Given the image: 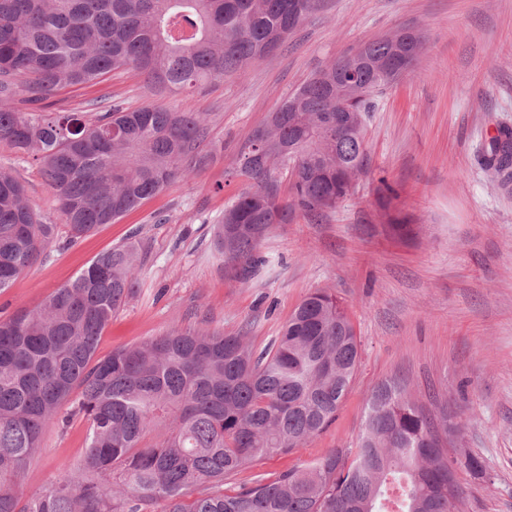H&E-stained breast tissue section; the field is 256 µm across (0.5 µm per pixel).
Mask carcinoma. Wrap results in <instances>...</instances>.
<instances>
[{
  "mask_svg": "<svg viewBox=\"0 0 512 512\" xmlns=\"http://www.w3.org/2000/svg\"><path fill=\"white\" fill-rule=\"evenodd\" d=\"M318 0H0V141L33 156L65 224L43 223L23 184L0 171V293L65 229L67 241L110 224L190 172L208 115L119 102L94 117L52 112L59 91L130 68L151 89L195 90L280 47ZM424 48L393 33L310 78L240 149L247 186L224 209L215 247L242 280L268 259L260 245L299 210L336 208L366 170L374 100L409 75ZM486 163L512 167V131L491 138ZM290 174L289 195L280 194ZM380 197L385 232L414 233ZM148 247H112L34 310L0 318V512H448L462 486L448 459V414L435 423L406 387L373 392L356 447L224 491V479L265 456L304 447L336 418L360 341L328 288L306 296L262 349L246 332L173 327L97 356L98 339L141 287ZM79 397L70 400L74 390ZM88 422L82 463L30 497L20 480L46 425ZM161 430L156 444L146 434Z\"/></svg>",
  "mask_w": 512,
  "mask_h": 512,
  "instance_id": "cac0c4a2",
  "label": "carcinoma"
}]
</instances>
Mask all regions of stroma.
<instances>
[{
	"instance_id": "obj_1",
	"label": "stroma",
	"mask_w": 512,
	"mask_h": 512,
	"mask_svg": "<svg viewBox=\"0 0 512 512\" xmlns=\"http://www.w3.org/2000/svg\"><path fill=\"white\" fill-rule=\"evenodd\" d=\"M422 33L413 72L388 89L366 117L367 172L335 210L311 219L293 212L273 225L260 251L270 259L243 281L213 246L225 206L245 185L238 152L255 129L312 75L361 44L403 28ZM131 108L152 101L142 76L118 71L69 88L59 110H88L101 97ZM180 112L209 115L208 155L170 185L71 246L43 257L0 293V317L38 307L99 254L140 233L149 246L139 292L103 332L98 356L177 326L227 334L248 329L256 347L278 336L298 304L319 288L349 306L360 362L336 419L304 448L266 457L225 486L272 477L349 448L374 389L397 381L431 416L454 415L453 459L472 454L484 471L459 470V512H512V184L484 162L487 141L512 128V0H320L318 9L259 63L171 94ZM11 171L43 222L62 223L38 163L0 141ZM418 227L399 239L378 222L380 182ZM87 425H48L22 484L42 491L85 451Z\"/></svg>"
}]
</instances>
